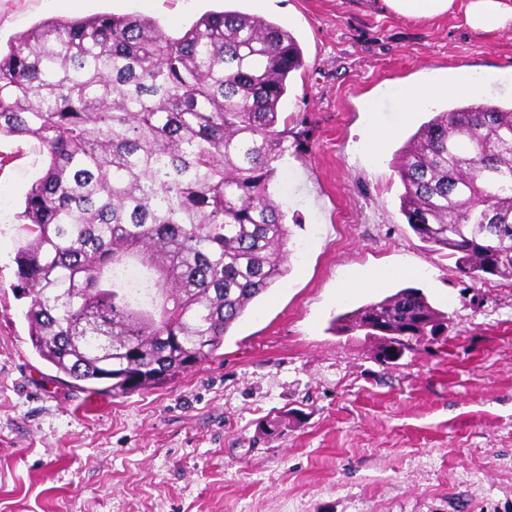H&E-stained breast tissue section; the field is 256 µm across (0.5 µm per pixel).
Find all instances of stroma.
<instances>
[{
  "mask_svg": "<svg viewBox=\"0 0 512 512\" xmlns=\"http://www.w3.org/2000/svg\"><path fill=\"white\" fill-rule=\"evenodd\" d=\"M223 0H0V48L56 17L153 18L173 36ZM286 27L303 69L282 117L275 191L287 275L216 358L119 397L62 383L31 346L14 262L17 214L46 155L0 139V512H512V279L474 284L400 210L398 156L440 100L402 111L403 85L480 79L512 101V31L462 13L403 19L377 0H236ZM373 126L393 130L380 153ZM387 271L381 287L357 284ZM420 289L446 336L391 365L337 314Z\"/></svg>",
  "mask_w": 512,
  "mask_h": 512,
  "instance_id": "1",
  "label": "stroma"
}]
</instances>
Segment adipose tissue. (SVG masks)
Segmentation results:
<instances>
[{
  "instance_id": "adipose-tissue-1",
  "label": "adipose tissue",
  "mask_w": 512,
  "mask_h": 512,
  "mask_svg": "<svg viewBox=\"0 0 512 512\" xmlns=\"http://www.w3.org/2000/svg\"><path fill=\"white\" fill-rule=\"evenodd\" d=\"M383 4L394 15L405 19H432L460 11L464 14L465 25L472 31L512 29V0H383ZM450 94L480 101L485 96V88L482 82L471 80L400 89L402 106L408 112L415 106L429 104Z\"/></svg>"
}]
</instances>
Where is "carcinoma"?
Returning <instances> with one entry per match:
<instances>
[{"mask_svg":"<svg viewBox=\"0 0 512 512\" xmlns=\"http://www.w3.org/2000/svg\"><path fill=\"white\" fill-rule=\"evenodd\" d=\"M302 50L284 26L208 11L182 34L142 15L41 22L0 54V137L47 166L18 213L14 290L31 344L90 394L174 381L215 356L248 305L283 278L288 152L280 123ZM400 208L472 282L512 278V102L466 103L403 147ZM139 267L146 298L115 275ZM450 317L403 288L336 317L382 336L391 364Z\"/></svg>","mask_w":512,"mask_h":512,"instance_id":"1","label":"carcinoma"}]
</instances>
